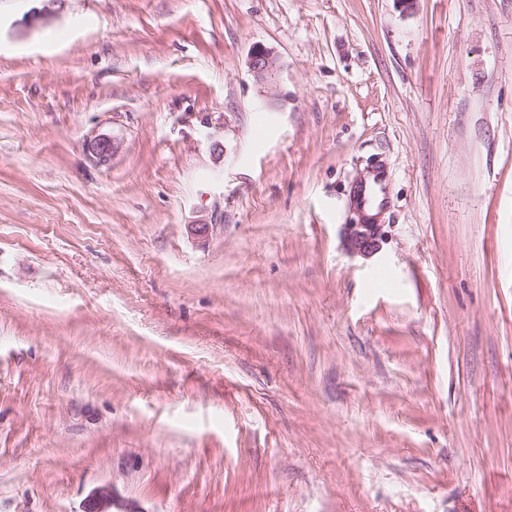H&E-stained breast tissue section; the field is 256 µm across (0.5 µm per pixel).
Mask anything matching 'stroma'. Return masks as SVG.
Wrapping results in <instances>:
<instances>
[{"mask_svg": "<svg viewBox=\"0 0 512 512\" xmlns=\"http://www.w3.org/2000/svg\"><path fill=\"white\" fill-rule=\"evenodd\" d=\"M101 487L512 512V0H0V512ZM249 70L258 84L273 86L280 70L279 59L272 48L262 44L253 45L249 59ZM382 224H351L348 225V248L354 254L369 257L380 248Z\"/></svg>", "mask_w": 512, "mask_h": 512, "instance_id": "35a3bbf8", "label": "stroma"}]
</instances>
